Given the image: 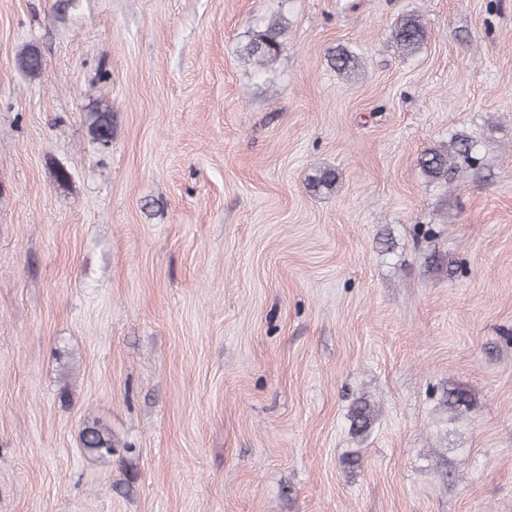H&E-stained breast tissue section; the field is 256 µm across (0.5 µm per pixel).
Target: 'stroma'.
<instances>
[{"instance_id":"stroma-1","label":"stroma","mask_w":512,"mask_h":512,"mask_svg":"<svg viewBox=\"0 0 512 512\" xmlns=\"http://www.w3.org/2000/svg\"><path fill=\"white\" fill-rule=\"evenodd\" d=\"M0 512H512V0H0ZM287 27L280 17H274L263 28L248 35L247 41L240 47L239 55L260 70L277 58L284 45ZM393 39L407 53L417 52L424 43L425 31L415 18L403 19L392 32ZM472 144L467 136L453 135L445 148L430 149L420 159V167L432 181L448 179L449 172H458L474 161ZM81 443L85 451L97 459H109L114 451L112 434L106 426L93 421L81 432Z\"/></svg>"}]
</instances>
